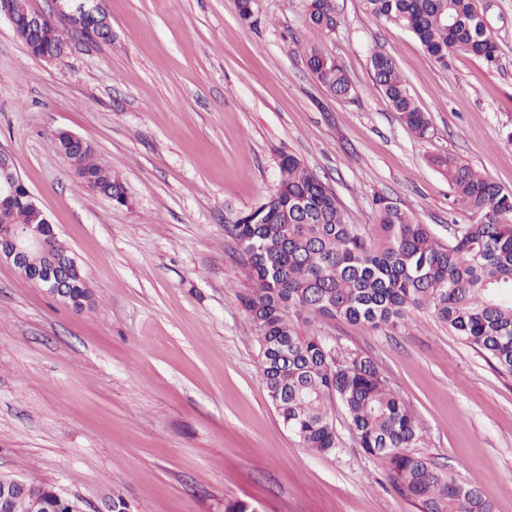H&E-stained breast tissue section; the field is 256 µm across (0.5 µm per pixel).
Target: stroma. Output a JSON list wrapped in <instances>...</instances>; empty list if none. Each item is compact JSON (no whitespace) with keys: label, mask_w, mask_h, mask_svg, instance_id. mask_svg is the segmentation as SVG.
Instances as JSON below:
<instances>
[{"label":"stroma","mask_w":512,"mask_h":512,"mask_svg":"<svg viewBox=\"0 0 512 512\" xmlns=\"http://www.w3.org/2000/svg\"><path fill=\"white\" fill-rule=\"evenodd\" d=\"M112 39L54 61L0 20V148L76 256L93 290L77 311L0 260V475L56 485L86 512H421L335 411V453L303 448L261 379L240 302L249 264L230 234L274 193L282 155L336 195L349 223L389 198L439 241L472 216L436 158L454 156L512 191V0H480L495 62L455 51L440 67L415 37L333 0H101ZM334 58L338 97L305 54ZM391 55L431 121L417 138L376 89L370 56ZM69 132L125 184L116 205L75 176L54 138ZM338 358L372 359L420 425L413 452L512 512V375L426 308L366 329L314 318ZM308 2L307 18L312 27L321 31L332 30L336 27L332 0H308ZM306 64L316 79L330 92L339 96L350 94L349 78L344 69L334 59L317 50H310L306 54Z\"/></svg>","instance_id":"35a3bbf8"}]
</instances>
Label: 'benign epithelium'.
<instances>
[{
    "mask_svg": "<svg viewBox=\"0 0 512 512\" xmlns=\"http://www.w3.org/2000/svg\"><path fill=\"white\" fill-rule=\"evenodd\" d=\"M53 12L64 18L76 29L78 38H84L86 27L95 21L101 31L112 35L111 25L101 9L100 0H53ZM6 18L13 28L23 25L27 28L42 29L48 15L28 10L26 0H0V18ZM0 201L11 198L16 186L22 182L12 154L0 148ZM28 205L39 217V224L0 226V259L6 258L14 264L22 276L49 294L59 299H70L71 276L79 270L74 255H58L49 249L46 232L53 230L43 210L36 203L34 195H28ZM39 253L43 262L36 268L29 266V256Z\"/></svg>",
    "mask_w": 512,
    "mask_h": 512,
    "instance_id": "obj_1",
    "label": "benign epithelium"
}]
</instances>
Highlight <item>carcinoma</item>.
Here are the masks:
<instances>
[{
	"mask_svg": "<svg viewBox=\"0 0 512 512\" xmlns=\"http://www.w3.org/2000/svg\"><path fill=\"white\" fill-rule=\"evenodd\" d=\"M364 2L372 16L409 31L443 68L459 48L496 59L497 43L483 30L477 0ZM307 18L316 29H334L332 0H308ZM306 64L330 92L350 94L349 78L334 59L311 50ZM370 65L376 88L401 122L427 138L429 118L407 92L395 60L376 51ZM55 146L66 161H75L84 185L127 203L124 183L93 149L70 148L61 133ZM437 164L473 215L472 223L452 229L446 245L384 198L376 200L378 223H347L333 191L297 157L283 156L276 191L247 216L249 222L231 225L254 281L241 303L257 328L268 396L303 447L320 455L336 450L337 401L360 446L388 458L393 484L423 512H492L472 485L408 452L419 439L417 418L371 360L354 354L340 361L325 337L300 326L321 317L376 329L411 307H426L467 346L512 374V193L453 156ZM303 199L309 202L305 213L297 209ZM37 223L23 192L0 207V224ZM55 490L29 481L7 512H72L69 503H80L60 499Z\"/></svg>",
	"mask_w": 512,
	"mask_h": 512,
	"instance_id": "obj_1",
	"label": "carcinoma"
}]
</instances>
